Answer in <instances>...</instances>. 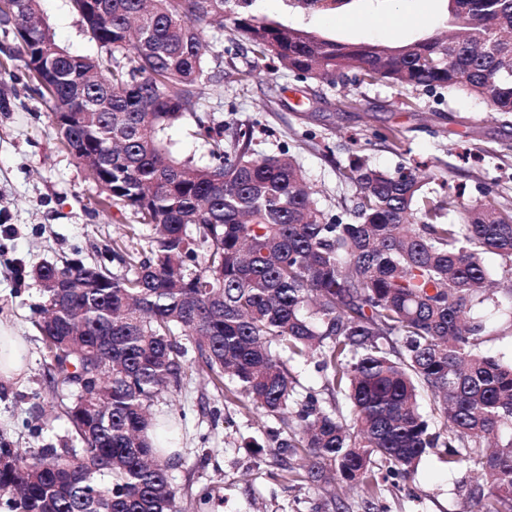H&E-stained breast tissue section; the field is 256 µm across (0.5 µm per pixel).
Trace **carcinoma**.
Returning <instances> with one entry per match:
<instances>
[{"instance_id": "1", "label": "carcinoma", "mask_w": 512, "mask_h": 512, "mask_svg": "<svg viewBox=\"0 0 512 512\" xmlns=\"http://www.w3.org/2000/svg\"><path fill=\"white\" fill-rule=\"evenodd\" d=\"M253 0H72L97 56L61 47L40 0H0V27L37 74L58 142L139 227L112 259L44 264L35 326L50 387L68 399L71 437L22 453L0 445L5 512H181L148 432L152 406L181 389L184 357L229 378L224 400L276 417L283 481L344 483L371 509L384 467L411 478L429 448L474 473L479 512H512V365L482 355L473 309L497 293L482 256L512 263V205L492 190L449 215L459 194L417 167L380 170L355 154V187L331 215L288 150L261 154L251 126L196 116L214 164L173 155L165 130L195 113L208 45L203 27L233 17L250 52L337 85L348 73L406 90L467 93L512 114V0H448V30L402 46L342 43L260 18ZM46 55L49 68L37 65ZM315 361L321 392L302 396L288 369ZM428 393L434 425L419 407Z\"/></svg>"}]
</instances>
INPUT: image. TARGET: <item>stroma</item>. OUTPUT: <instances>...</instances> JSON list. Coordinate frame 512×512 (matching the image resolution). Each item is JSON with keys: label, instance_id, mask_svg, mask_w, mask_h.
Listing matches in <instances>:
<instances>
[{"label": "stroma", "instance_id": "35a3bbf8", "mask_svg": "<svg viewBox=\"0 0 512 512\" xmlns=\"http://www.w3.org/2000/svg\"><path fill=\"white\" fill-rule=\"evenodd\" d=\"M445 0H351L339 14L299 11L288 0H255L257 16L286 26L301 27L323 37L355 43L383 40L401 46L436 34L446 17ZM43 18L56 41L70 52L92 55L99 47L70 0H41ZM430 22L419 25L418 15ZM208 45L203 110L218 122L254 126L259 151L276 154L303 140L297 158L317 190L324 210L336 211L350 202L352 186L342 183L339 164L355 154L368 156L376 167L392 171L421 166L435 180L464 185L462 206L480 202L486 184H494L501 200L512 201V121L490 106L463 94L409 91L388 84L351 86L357 108L340 105L341 87L301 81L281 69L263 80L243 79L259 63L245 36L232 22L210 25L203 32ZM12 34L0 32V320L9 321L30 353L24 383L0 386V437L17 448L59 444L71 425L45 377V350L33 324L40 286L28 271L40 264L80 259L108 264L112 245L121 240L132 210L102 209L99 186L59 147L51 107L23 64L15 60ZM416 97L417 105L402 102ZM398 130L401 142L376 139V132ZM193 117L168 131L173 151L212 164L209 145L194 133ZM484 263L499 283L495 304L478 308L485 326L481 353L512 362V272L495 254ZM180 391L163 395L154 410L178 423L179 454L172 482L186 512H364L356 494L334 501L304 480L288 484L275 479L270 452L278 419L253 405L224 401L225 384L216 382L187 360ZM472 473L468 466L448 468L438 451H427L412 481L392 490L376 512H476L469 498Z\"/></svg>", "mask_w": 512, "mask_h": 512}]
</instances>
